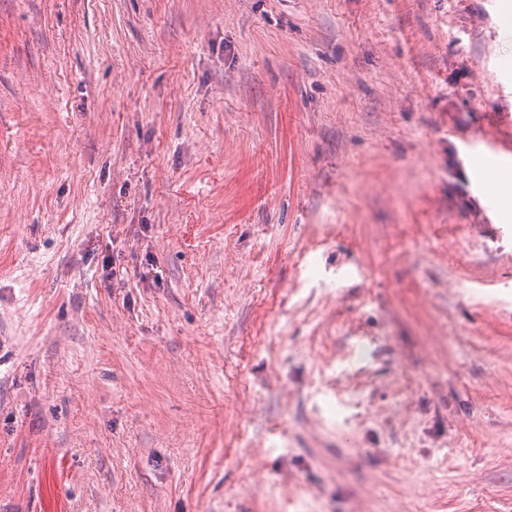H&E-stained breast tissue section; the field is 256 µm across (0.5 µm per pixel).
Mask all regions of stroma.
Here are the masks:
<instances>
[{
  "label": "stroma",
  "mask_w": 512,
  "mask_h": 512,
  "mask_svg": "<svg viewBox=\"0 0 512 512\" xmlns=\"http://www.w3.org/2000/svg\"><path fill=\"white\" fill-rule=\"evenodd\" d=\"M502 0H0V512H512Z\"/></svg>",
  "instance_id": "stroma-1"
}]
</instances>
